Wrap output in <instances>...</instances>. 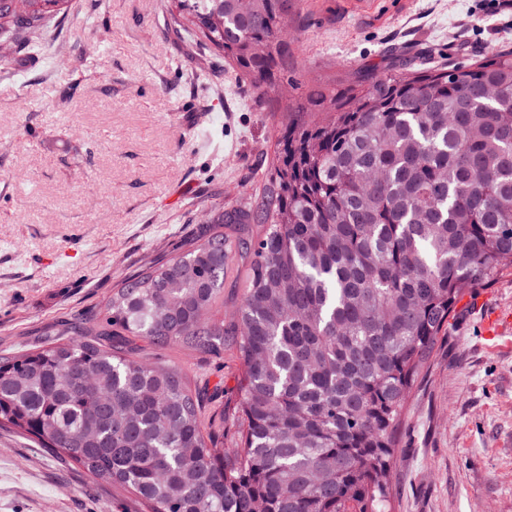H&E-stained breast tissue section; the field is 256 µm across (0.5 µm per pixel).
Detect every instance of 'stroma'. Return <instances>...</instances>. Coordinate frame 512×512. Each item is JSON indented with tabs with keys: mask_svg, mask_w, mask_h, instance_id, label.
Segmentation results:
<instances>
[{
	"mask_svg": "<svg viewBox=\"0 0 512 512\" xmlns=\"http://www.w3.org/2000/svg\"><path fill=\"white\" fill-rule=\"evenodd\" d=\"M288 92L346 87L394 55L468 64L512 48L497 0H294ZM172 0H68L0 60V355L46 345L150 262L247 201L278 112L167 26ZM193 389L237 394L239 362L171 346ZM386 512H512V273L467 292L403 412ZM135 512L127 493L0 430V512Z\"/></svg>",
	"mask_w": 512,
	"mask_h": 512,
	"instance_id": "35a3bbf8",
	"label": "stroma"
}]
</instances>
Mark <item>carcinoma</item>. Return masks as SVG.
Segmentation results:
<instances>
[{"label": "carcinoma", "mask_w": 512, "mask_h": 512, "mask_svg": "<svg viewBox=\"0 0 512 512\" xmlns=\"http://www.w3.org/2000/svg\"><path fill=\"white\" fill-rule=\"evenodd\" d=\"M63 2L0 0V34L41 28ZM289 13L288 0H176L172 30L285 116L262 187L64 339L0 358V428L149 512H384L408 395L463 291L512 269V51L449 69L402 59L284 104L268 93L288 71ZM233 243L250 261L226 319ZM137 339L234 351L237 401L207 410Z\"/></svg>", "instance_id": "carcinoma-1"}]
</instances>
